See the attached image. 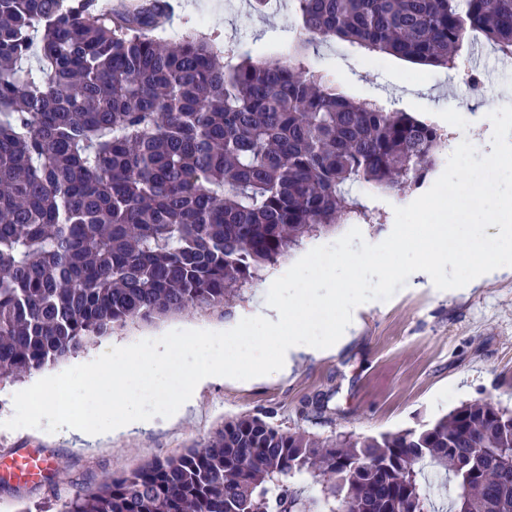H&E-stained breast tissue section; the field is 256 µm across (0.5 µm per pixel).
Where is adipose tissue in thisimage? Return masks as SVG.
<instances>
[{
    "instance_id": "1",
    "label": "adipose tissue",
    "mask_w": 512,
    "mask_h": 512,
    "mask_svg": "<svg viewBox=\"0 0 512 512\" xmlns=\"http://www.w3.org/2000/svg\"><path fill=\"white\" fill-rule=\"evenodd\" d=\"M468 190L483 197L484 203L470 223L456 222L427 225L419 241L388 233L364 242L352 252L350 261L327 269L322 280L309 279L289 283L286 291L260 292L241 322L260 325L276 337L277 364L281 373H289L296 362L307 356L317 357L348 339L359 323L360 312L370 297L365 282L383 284L393 274H400L414 286L428 285L448 290L469 289L483 280L512 271L500 253L477 254L471 240L475 233L494 229L499 241H512V196L499 197L484 191L482 184L468 180ZM418 252L416 263L401 268L392 266V254ZM322 306L333 319L320 324L307 309Z\"/></svg>"
}]
</instances>
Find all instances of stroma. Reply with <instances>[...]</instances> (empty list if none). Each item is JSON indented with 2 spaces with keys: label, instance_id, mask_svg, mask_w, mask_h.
I'll use <instances>...</instances> for the list:
<instances>
[{
  "label": "stroma",
  "instance_id": "obj_1",
  "mask_svg": "<svg viewBox=\"0 0 512 512\" xmlns=\"http://www.w3.org/2000/svg\"><path fill=\"white\" fill-rule=\"evenodd\" d=\"M171 20L158 33L170 41L202 35L217 45H233L261 60L283 54L301 38L292 0H271L265 14L250 0H168ZM307 58L357 97L377 98L449 131L453 139L425 184L406 192L367 190L361 201L374 211L367 221L343 224L309 239L315 250L311 276L343 261L341 238L365 231L378 237L391 225L417 238L435 223L434 200L484 178L491 191L512 192V170L498 173L490 153L494 141L512 135V65L486 50L479 68L482 93H474L456 71L375 56L344 42L309 46ZM496 125H488V114ZM377 303L362 316L358 332L336 353L305 361L289 376L266 375L258 384L216 381L197 396L194 412L159 427L121 436L97 447L46 430L1 429L0 459L25 449L52 457L50 479L0 488V512H34L60 505L73 493L104 477L135 468L203 443L225 419L258 415L284 430L301 428L323 438L345 432L378 436L420 428L453 408L487 401L512 409V276L484 284L471 294L448 297L430 289L411 290L392 277L376 291ZM326 397V420L310 422L305 401Z\"/></svg>",
  "mask_w": 512,
  "mask_h": 512
}]
</instances>
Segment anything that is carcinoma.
Listing matches in <instances>:
<instances>
[{"instance_id":"cac0c4a2","label":"carcinoma","mask_w":512,"mask_h":512,"mask_svg":"<svg viewBox=\"0 0 512 512\" xmlns=\"http://www.w3.org/2000/svg\"><path fill=\"white\" fill-rule=\"evenodd\" d=\"M293 3L305 45L452 70L475 32L512 58V0ZM167 16L165 0H0V381L189 307L229 318L290 251L367 216L353 184L410 190L438 164L440 127L301 55L161 41ZM511 457L512 410L489 402L378 437L244 415L58 512H436L427 467L455 489L448 512H512Z\"/></svg>"}]
</instances>
